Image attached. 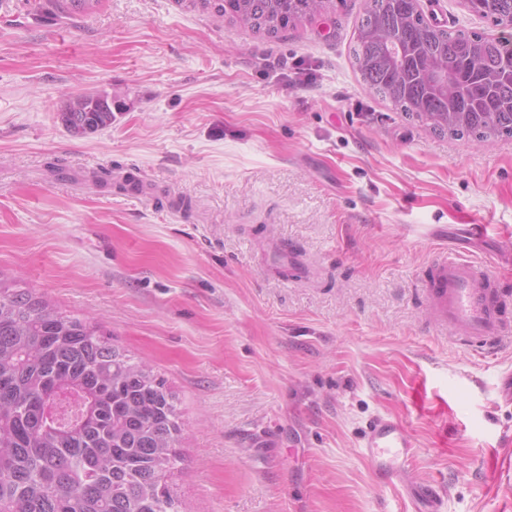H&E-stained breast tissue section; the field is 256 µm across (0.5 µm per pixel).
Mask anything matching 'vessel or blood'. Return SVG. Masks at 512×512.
Instances as JSON below:
<instances>
[{"label":"vessel or blood","mask_w":512,"mask_h":512,"mask_svg":"<svg viewBox=\"0 0 512 512\" xmlns=\"http://www.w3.org/2000/svg\"><path fill=\"white\" fill-rule=\"evenodd\" d=\"M496 280L488 262L440 248L429 290L438 329L482 350L496 347L511 328L501 315L504 302L493 288ZM362 448L381 484L411 483L406 463L414 455V444L399 422L375 420L364 435Z\"/></svg>","instance_id":"obj_1"}]
</instances>
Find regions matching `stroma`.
I'll use <instances>...</instances> for the list:
<instances>
[{"label": "stroma", "instance_id": "35a3bbf8", "mask_svg": "<svg viewBox=\"0 0 512 512\" xmlns=\"http://www.w3.org/2000/svg\"><path fill=\"white\" fill-rule=\"evenodd\" d=\"M335 3L268 38L190 0L58 19L7 0L0 277L172 388L182 512H412L363 455L380 417L444 512H512V342L476 353L427 298L438 248L491 257L512 323V137L439 134L370 93L350 54L364 0ZM419 3L512 40L463 0ZM102 91L111 126L72 136L66 105ZM100 170L111 187L87 182Z\"/></svg>", "mask_w": 512, "mask_h": 512}]
</instances>
